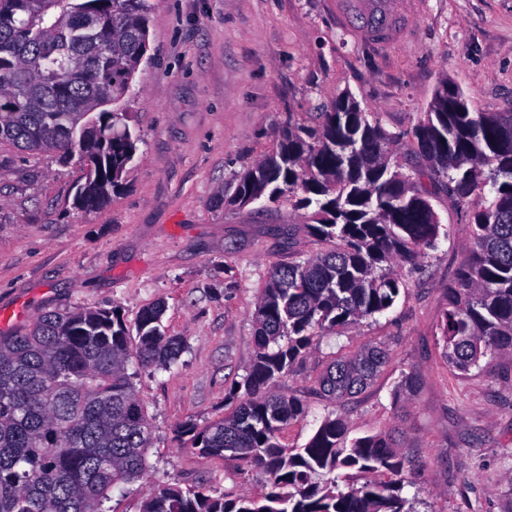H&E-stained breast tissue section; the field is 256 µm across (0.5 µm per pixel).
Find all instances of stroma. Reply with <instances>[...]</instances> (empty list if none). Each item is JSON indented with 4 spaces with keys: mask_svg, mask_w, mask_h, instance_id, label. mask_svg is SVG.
Returning <instances> with one entry per match:
<instances>
[{
    "mask_svg": "<svg viewBox=\"0 0 512 512\" xmlns=\"http://www.w3.org/2000/svg\"><path fill=\"white\" fill-rule=\"evenodd\" d=\"M150 7L149 57L130 102L141 142L103 208H75L79 166L0 148V334L65 308H116L131 323L163 300L164 324L186 350L133 379L153 425L152 481L257 497L264 474L185 447L175 428L223 415L254 353L252 312L271 266L320 246L288 201L236 209L223 195L270 148L286 113L307 117L342 91L392 132L410 128L444 77L471 92L477 111H512V0H406L387 40L336 0ZM432 204L450 236L410 274L406 297L326 337L300 373L276 382L308 406L281 441L303 446L330 412L345 414L356 436L398 427L416 512H512V359L466 375L444 359L437 325L470 235L446 191ZM371 342L390 349L374 383L341 404L321 395L332 353ZM408 374L417 391L396 399Z\"/></svg>",
    "mask_w": 512,
    "mask_h": 512,
    "instance_id": "obj_1",
    "label": "stroma"
}]
</instances>
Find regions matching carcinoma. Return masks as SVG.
Returning a JSON list of instances; mask_svg holds the SVG:
<instances>
[{"instance_id":"carcinoma-1","label":"carcinoma","mask_w":512,"mask_h":512,"mask_svg":"<svg viewBox=\"0 0 512 512\" xmlns=\"http://www.w3.org/2000/svg\"><path fill=\"white\" fill-rule=\"evenodd\" d=\"M149 49L148 0H0V146L78 159L75 202L108 203L138 151L127 103ZM422 163L406 167L393 147ZM465 207L473 247L448 285L438 330L448 366L466 374L512 357V123L476 112L471 93L442 80L427 111L392 133L347 92L313 123L294 113L271 149L237 178L227 206L288 197L323 245L272 267L256 302L254 355L232 383L231 409L178 428L190 448L230 452L268 476L260 497L147 483L152 427L129 367L167 368L185 349L166 332L165 303L132 324L117 310H51L0 336V512H109L119 484L142 481L141 512H415L403 496L408 460L391 435L349 437L323 417L301 448L284 427L307 404L271 384L299 371L336 328L393 307L402 268L448 238L432 188ZM389 354L364 345L335 357L319 389L349 399Z\"/></svg>"}]
</instances>
